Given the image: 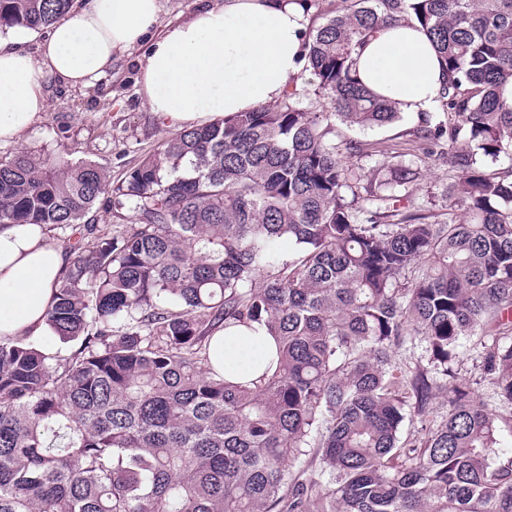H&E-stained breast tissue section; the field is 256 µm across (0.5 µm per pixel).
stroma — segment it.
Returning <instances> with one entry per match:
<instances>
[{"label": "stroma", "instance_id": "1", "mask_svg": "<svg viewBox=\"0 0 512 512\" xmlns=\"http://www.w3.org/2000/svg\"><path fill=\"white\" fill-rule=\"evenodd\" d=\"M141 56L136 49L113 59L111 71L90 87L48 84V111L19 144L0 145V158L20 148L54 161L88 158L107 168L113 181L124 179L174 133L148 109L139 82ZM455 368L496 412L512 414L511 407L497 400L493 385L482 378L475 344L467 345Z\"/></svg>", "mask_w": 512, "mask_h": 512}]
</instances>
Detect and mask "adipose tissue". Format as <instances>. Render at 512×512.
<instances>
[{"mask_svg": "<svg viewBox=\"0 0 512 512\" xmlns=\"http://www.w3.org/2000/svg\"><path fill=\"white\" fill-rule=\"evenodd\" d=\"M159 0H80L51 26L37 53L26 29L0 38V144L18 143L45 113L46 86L89 87L112 60L144 48L140 84L151 112L185 128L275 102L300 72L307 21L290 0H203L186 21L156 31ZM358 77L402 111H430L443 84L435 48L420 27H387L358 59ZM67 263L52 231L0 228V338L42 335ZM264 328L215 333L216 371L248 379L263 368Z\"/></svg>", "mask_w": 512, "mask_h": 512, "instance_id": "obj_1", "label": "adipose tissue"}]
</instances>
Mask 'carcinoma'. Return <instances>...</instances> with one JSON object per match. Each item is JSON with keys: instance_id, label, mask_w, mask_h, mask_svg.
I'll use <instances>...</instances> for the list:
<instances>
[{"instance_id": "carcinoma-1", "label": "carcinoma", "mask_w": 512, "mask_h": 512, "mask_svg": "<svg viewBox=\"0 0 512 512\" xmlns=\"http://www.w3.org/2000/svg\"><path fill=\"white\" fill-rule=\"evenodd\" d=\"M291 2L323 22L281 100L165 139L115 185L93 161L0 159V226L79 235L46 324L80 342L0 339V512H512L503 417L453 370L491 337L481 374L512 406V0ZM72 4L0 0V29ZM409 21L445 72L402 131L448 166L439 212L415 205L420 168L384 152L362 172L347 160L372 146L336 130L399 121L357 56ZM101 201L135 223H89ZM252 324L277 360L211 368L212 335ZM312 452L322 469L292 472Z\"/></svg>"}]
</instances>
